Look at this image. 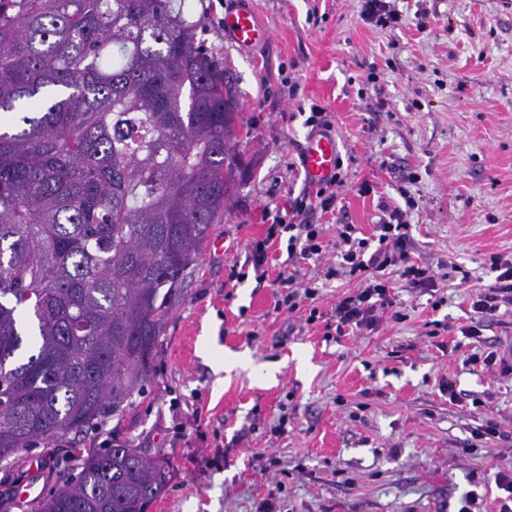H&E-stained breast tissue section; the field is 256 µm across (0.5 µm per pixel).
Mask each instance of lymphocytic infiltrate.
Listing matches in <instances>:
<instances>
[{"mask_svg":"<svg viewBox=\"0 0 512 512\" xmlns=\"http://www.w3.org/2000/svg\"><path fill=\"white\" fill-rule=\"evenodd\" d=\"M340 177H333L330 185L316 190L315 194H304L296 198L287 215L276 216L267 229L264 239L251 245V264L256 278H264L267 247L271 239L287 237L289 257L304 259L321 254L323 231L319 225L310 223L314 208L329 212L335 209L337 195L335 186L341 185ZM356 227L344 224L337 230L343 250L342 266L345 273L359 279L356 291L341 297L334 307L337 330L356 328L373 330L377 327L381 309L390 307L392 286L388 272H395L399 279L411 284L435 287L432 269L414 261L409 255V225L401 210L394 209L379 226L376 239L359 238ZM490 268L496 277L492 285L475 291L472 307L482 317H493L501 306H512V259L490 256Z\"/></svg>","mask_w":512,"mask_h":512,"instance_id":"f902f5d3","label":"lymphocytic infiltrate"}]
</instances>
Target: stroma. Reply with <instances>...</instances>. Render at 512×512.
<instances>
[{
  "label": "stroma",
  "mask_w": 512,
  "mask_h": 512,
  "mask_svg": "<svg viewBox=\"0 0 512 512\" xmlns=\"http://www.w3.org/2000/svg\"><path fill=\"white\" fill-rule=\"evenodd\" d=\"M250 2L271 38L244 57L224 42L225 0H203L202 37L223 53L250 132L245 178L184 282L150 385L121 420L36 443L0 478L50 493L59 462L117 435L173 465L150 512H458L469 492L498 512L512 447L472 434L490 421L512 433V375L469 357L512 351V307L480 340L464 332L474 289L495 280L490 256H512V0H397L401 20L387 27L361 20V0ZM315 108L332 116L343 184L335 211L313 215L321 255L296 263L318 296L288 313L275 307L286 241L270 242L264 280L247 258L268 215L309 187ZM395 206L439 290L394 279L375 330L337 333L336 300L359 281L326 275L339 265L336 227L372 236ZM226 351L249 367L218 369Z\"/></svg>",
  "instance_id": "obj_1"
}]
</instances>
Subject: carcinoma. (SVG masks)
Masks as SVG:
<instances>
[{"mask_svg":"<svg viewBox=\"0 0 512 512\" xmlns=\"http://www.w3.org/2000/svg\"><path fill=\"white\" fill-rule=\"evenodd\" d=\"M192 0H0V462L150 381L242 186L239 101ZM37 512H147L168 457L112 441Z\"/></svg>","mask_w":512,"mask_h":512,"instance_id":"cac0c4a2","label":"carcinoma"}]
</instances>
